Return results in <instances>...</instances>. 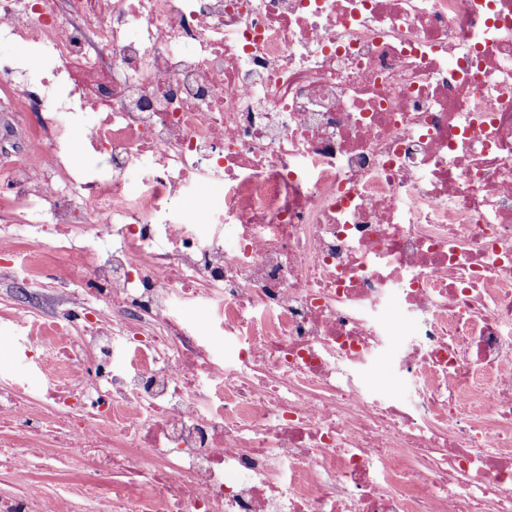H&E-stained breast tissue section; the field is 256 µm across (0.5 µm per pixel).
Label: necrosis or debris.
<instances>
[{"label":"necrosis or debris","instance_id":"4bbe7bcc","mask_svg":"<svg viewBox=\"0 0 512 512\" xmlns=\"http://www.w3.org/2000/svg\"><path fill=\"white\" fill-rule=\"evenodd\" d=\"M0 44V211L63 230L0 261L79 282L0 316V512H512V0H0ZM365 386L372 392L395 391L403 395L413 393L414 384L411 380L397 373L387 355L377 356L372 366L362 374ZM34 454V461L39 464L43 458H50L54 460L55 471L54 480L56 478L65 477L66 474V449L55 448V447H44V448H29Z\"/></svg>","mask_w":512,"mask_h":512}]
</instances>
